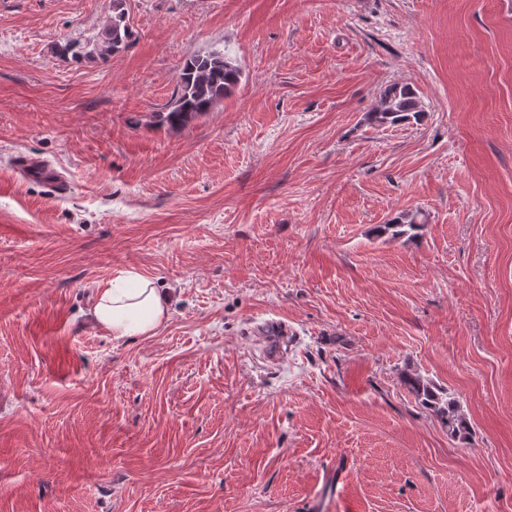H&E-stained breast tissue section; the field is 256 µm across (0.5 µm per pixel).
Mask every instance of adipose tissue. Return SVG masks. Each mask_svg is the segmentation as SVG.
<instances>
[{
  "instance_id": "ef3b65f1",
  "label": "adipose tissue",
  "mask_w": 512,
  "mask_h": 512,
  "mask_svg": "<svg viewBox=\"0 0 512 512\" xmlns=\"http://www.w3.org/2000/svg\"><path fill=\"white\" fill-rule=\"evenodd\" d=\"M92 313L99 326L119 339L154 334L167 307L154 281L136 275L104 283Z\"/></svg>"
}]
</instances>
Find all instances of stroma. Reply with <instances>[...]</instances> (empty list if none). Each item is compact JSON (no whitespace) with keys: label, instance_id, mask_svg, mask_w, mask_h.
Returning <instances> with one entry per match:
<instances>
[{"label":"stroma","instance_id":"stroma-1","mask_svg":"<svg viewBox=\"0 0 512 512\" xmlns=\"http://www.w3.org/2000/svg\"><path fill=\"white\" fill-rule=\"evenodd\" d=\"M126 8L104 58L110 0H0V512H512V0ZM213 51L239 86L160 125ZM393 84L421 120L369 125ZM129 271L167 317L115 339L89 311ZM124 5L125 0H112V21L103 33L102 56L119 53L133 42L135 31ZM17 167L25 179L29 177L40 179L52 193L60 196L67 194L69 189L67 182L53 177L50 171L40 162L22 158L18 160ZM418 213L410 215L406 214L391 221L389 224H384L380 231L381 233H390L391 237H413L417 234L418 229L422 226L418 221ZM403 383L419 405L431 409L439 417L450 439L460 442L469 439L471 428L456 397L416 373L406 374Z\"/></svg>","mask_w":512,"mask_h":512}]
</instances>
